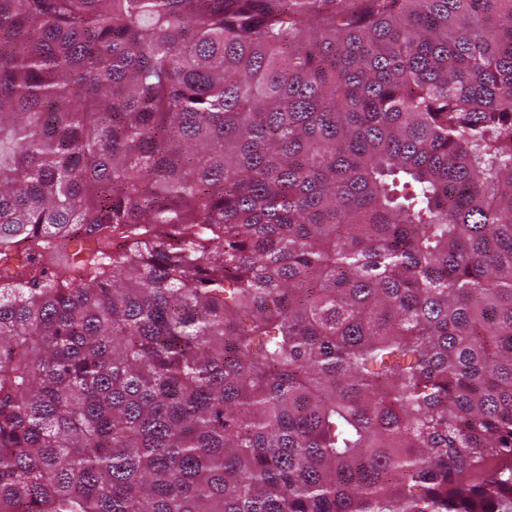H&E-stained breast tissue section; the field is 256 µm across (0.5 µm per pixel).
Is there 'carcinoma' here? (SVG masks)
<instances>
[{
    "instance_id": "1",
    "label": "carcinoma",
    "mask_w": 512,
    "mask_h": 512,
    "mask_svg": "<svg viewBox=\"0 0 512 512\" xmlns=\"http://www.w3.org/2000/svg\"><path fill=\"white\" fill-rule=\"evenodd\" d=\"M0 512H512V0H0ZM75 235L61 239L55 244V247L51 252H33L28 249L24 244L12 246L7 251H0V281L11 280L9 277L11 274L7 272V269L14 264V262L21 257H32L36 254L42 261L43 265L47 268L46 270L54 273L57 265L62 262H70L77 264V257L81 254L84 248L93 250L95 254L105 252V247L99 240H92L86 238L80 245L79 248L71 246L72 239Z\"/></svg>"
}]
</instances>
